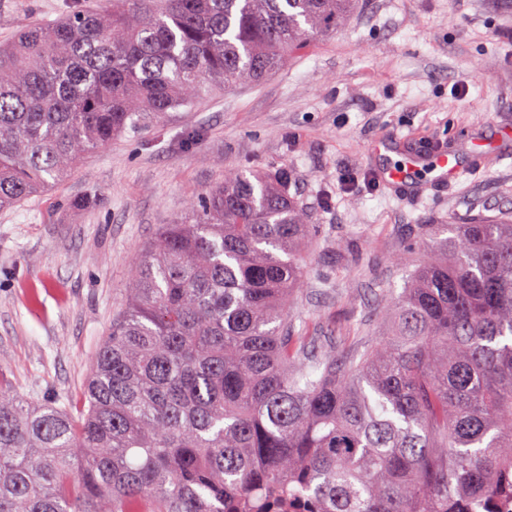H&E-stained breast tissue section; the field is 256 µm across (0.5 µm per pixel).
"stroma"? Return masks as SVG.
<instances>
[{"mask_svg": "<svg viewBox=\"0 0 512 512\" xmlns=\"http://www.w3.org/2000/svg\"><path fill=\"white\" fill-rule=\"evenodd\" d=\"M67 0H0V45ZM512 0H357L336 32L262 82L130 128L48 191L0 209V385L75 413L158 225L227 171H287L313 226L288 322L347 355L386 338L428 224L512 212ZM472 152L484 167L406 196L377 169L405 153Z\"/></svg>", "mask_w": 512, "mask_h": 512, "instance_id": "stroma-1", "label": "stroma"}]
</instances>
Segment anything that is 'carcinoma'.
<instances>
[{"instance_id": "carcinoma-1", "label": "carcinoma", "mask_w": 512, "mask_h": 512, "mask_svg": "<svg viewBox=\"0 0 512 512\" xmlns=\"http://www.w3.org/2000/svg\"><path fill=\"white\" fill-rule=\"evenodd\" d=\"M354 0H112L0 45V208L127 127L257 82ZM288 172H228L134 264L78 416L0 388V512H495L512 497V219L434 224L388 338L288 333Z\"/></svg>"}]
</instances>
